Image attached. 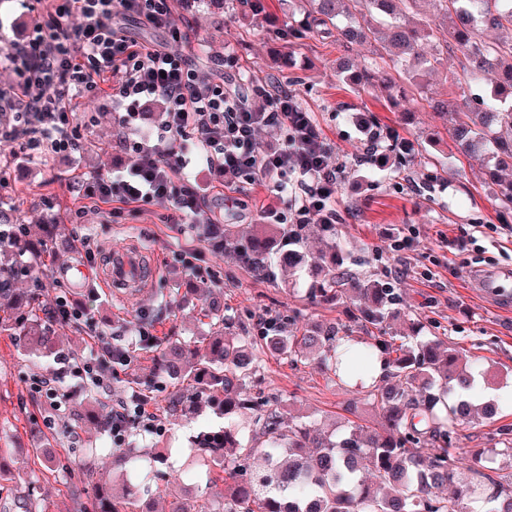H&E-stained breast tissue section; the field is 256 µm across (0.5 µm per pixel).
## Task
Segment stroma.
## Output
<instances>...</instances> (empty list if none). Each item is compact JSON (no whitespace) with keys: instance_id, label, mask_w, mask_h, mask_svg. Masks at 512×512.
Wrapping results in <instances>:
<instances>
[{"instance_id":"stroma-1","label":"stroma","mask_w":512,"mask_h":512,"mask_svg":"<svg viewBox=\"0 0 512 512\" xmlns=\"http://www.w3.org/2000/svg\"><path fill=\"white\" fill-rule=\"evenodd\" d=\"M264 6L272 22L262 27L251 25L235 0H197L191 9L175 0L173 19L191 35L184 52L196 59L201 75L224 77L243 92L273 81L298 94L322 130L332 163L340 168L337 240L359 273L390 282L401 295V314L393 320V330L406 333L410 320H418L424 335L446 339L460 356L489 371L491 383L477 382L473 396L511 389L512 306L480 293L465 277L470 269L512 271V223L498 218L497 186L487 174L486 156L449 160L454 114L440 116L418 105L406 122L385 92H359L345 84L336 71L337 59L347 54L356 64H364L375 55L373 45L347 50L334 39L313 34L291 38V0H264ZM41 19L31 0H0V48L21 42ZM71 105L80 118L79 152L32 159L21 140L0 139V206L13 208L21 224L56 220L62 234L75 243L72 251L28 260L30 267L49 274L54 282L44 291L45 308H52L56 297L68 296L72 303L86 306L98 331L118 346L127 345L144 322L160 338L190 341L207 333L206 319L178 312L188 285L220 294L226 306L243 317L294 310L309 325L340 317L339 308L311 304L304 291L286 288L282 278L257 276L233 254L212 252L194 232H181L179 225L169 223L171 209L166 204L143 206L137 214L122 215L109 224L92 210L75 218V211L87 203L85 187L125 168L131 155L121 143L124 130L111 97L82 96ZM367 125L382 136L380 152H387V136L393 131L414 144L418 160L382 171L363 162ZM192 179L205 192L213 217L224 225L262 223L264 206L278 201L272 185L258 175L236 178L237 190L228 199L221 191L229 180L223 170L202 162L193 169ZM404 236L414 240L413 250L393 251V239ZM87 237L95 240V254L85 251ZM189 240L199 251V264L212 269L213 277L191 276L174 259L176 246ZM127 246L145 249L156 274L147 287L105 291L98 281L103 253L109 247ZM56 368L55 358L28 366L15 337L0 332V445L24 458L48 442L62 463L53 473L36 471L37 491L27 503L30 512H82L89 500L76 495L64 466L79 462L84 449L112 442L110 433L74 423L77 399H61L52 409L33 392V378ZM148 373V362L141 357L119 367L117 376L107 380L109 394L100 397V416L128 400L131 383ZM260 373L282 409L309 415L319 428L330 430L347 419L368 430L380 426L381 411L368 403L364 392L340 384L313 365L294 368L267 355ZM151 391L154 401L149 410L154 419L138 429L137 445L176 449L177 457L168 460V480L177 482L182 495L213 498L208 473L192 461L187 439L197 427L216 422V415L203 402L196 412L167 415L163 408L169 387L155 383ZM498 405L494 419L461 429L462 448H493L499 430L512 428V400L499 399Z\"/></svg>"}]
</instances>
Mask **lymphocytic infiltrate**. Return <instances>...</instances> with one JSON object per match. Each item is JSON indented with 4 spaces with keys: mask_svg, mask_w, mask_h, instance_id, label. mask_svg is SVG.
Masks as SVG:
<instances>
[{
    "mask_svg": "<svg viewBox=\"0 0 512 512\" xmlns=\"http://www.w3.org/2000/svg\"><path fill=\"white\" fill-rule=\"evenodd\" d=\"M38 2L43 21L26 42L0 51L16 75L9 91L0 92V112L14 120L0 129V137L28 134V148L38 156L72 153L78 147V122L70 100L108 90L129 130L124 146L133 161L87 189L90 203L104 207L105 220L165 201L178 223L202 228L211 249L223 251L224 232L188 179L203 161L232 174L261 173L283 196L289 176L298 175L302 200L284 198L266 208L270 223H287L292 210L302 224L335 223L338 169L329 162L312 113L297 94H273L259 85L253 93L262 104L253 108L223 80L202 77L192 58L175 49L189 34L173 25L171 0ZM126 13L168 33L171 45L131 38L117 22ZM74 15L78 23L68 26ZM154 100L161 102L164 120L151 135L135 121L142 106ZM264 128L285 131L284 146L260 149L257 134Z\"/></svg>",
    "mask_w": 512,
    "mask_h": 512,
    "instance_id": "lymphocytic-infiltrate-1",
    "label": "lymphocytic infiltrate"
}]
</instances>
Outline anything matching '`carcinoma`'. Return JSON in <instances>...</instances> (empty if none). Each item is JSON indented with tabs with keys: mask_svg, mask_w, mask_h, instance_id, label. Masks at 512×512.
I'll list each match as a JSON object with an SVG mask.
<instances>
[{
	"mask_svg": "<svg viewBox=\"0 0 512 512\" xmlns=\"http://www.w3.org/2000/svg\"><path fill=\"white\" fill-rule=\"evenodd\" d=\"M433 15L414 19L415 0H298L301 25L333 37L347 48L356 42L379 44L376 58L346 66L342 78L352 88L414 89L435 113H456L450 153L483 151L494 169L512 168V41L488 42L484 28L512 29V0H430ZM460 53L461 71L451 74L456 88L449 99L424 95L422 80L443 65V54ZM493 73L488 97L478 100L469 86ZM502 213L512 212V180L497 184ZM24 225L18 238L0 247V330L24 343V355L49 359L54 354L52 325L62 315L40 309L44 291L35 284L25 293L15 281L29 274L15 257L33 252L51 256L69 241L48 225L35 240ZM311 235L329 239L316 256L304 251ZM333 224H253L236 236L224 225V249L249 270L273 274L276 263L311 278L307 295L315 305L346 303L349 321L307 329L293 313L267 315L253 326L228 314L214 301H202L200 314L210 330L187 343L171 337L136 336L124 357L150 354L151 376L171 387L164 411L174 414L194 407L202 397L216 406L224 421L198 428L191 448L208 469L210 482L224 485L223 507L212 509L175 495L169 512H512V476L493 468L469 467L483 449L459 451V428L472 421L475 409L464 392L475 385L473 368L438 338L413 342L390 331L398 317L395 289L373 276L344 269L343 248L334 240ZM291 366L314 363L342 383L370 374L383 364V374L368 385L369 403L382 412V429L365 434L357 425L340 433H321L302 419L284 421L277 397L258 386L262 355ZM251 414L255 444L244 447L237 418ZM170 449L148 451L129 443L112 453V466L125 489L116 496L104 482L90 484L91 512H151L149 484L159 476ZM13 449L0 447V495L11 494L26 473L27 462L7 463Z\"/></svg>",
	"mask_w": 512,
	"mask_h": 512,
	"instance_id": "1",
	"label": "carcinoma"
}]
</instances>
